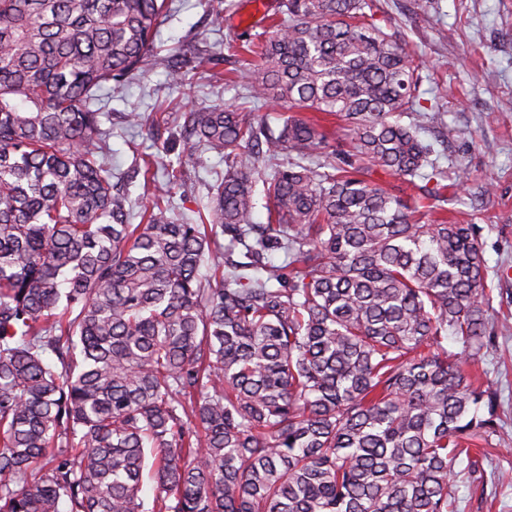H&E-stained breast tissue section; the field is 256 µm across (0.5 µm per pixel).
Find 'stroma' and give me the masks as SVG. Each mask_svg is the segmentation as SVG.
<instances>
[{
	"label": "stroma",
	"instance_id": "35a3bbf8",
	"mask_svg": "<svg viewBox=\"0 0 512 512\" xmlns=\"http://www.w3.org/2000/svg\"><path fill=\"white\" fill-rule=\"evenodd\" d=\"M425 2L420 10L416 0H373V10L418 64L421 98L438 106L420 136L432 144L449 186L447 210L480 229L484 273L492 289L488 328L496 344L476 357L473 368L496 389L501 421L487 457L475 472L459 478V512H512V0ZM281 3L269 0L268 17L254 23L252 0H224L219 17L210 0H168L156 39L158 60L147 61L137 77L113 86L101 101V126L112 131V171L121 175V188L139 206L151 200L137 172L145 156H158L181 171L183 184L174 190L178 218L204 211L224 173L223 157L197 151L192 139L161 121L159 105L173 112L221 106L281 126V112L248 98V77L239 72L233 52L235 45L268 30L269 17L281 11ZM181 46L223 57L219 69L236 72L235 82L213 81L207 67L190 64L182 85H170L162 59ZM128 112L141 113L148 125L129 126L124 121ZM452 127L473 132L474 141L449 137ZM460 165L467 177L459 183Z\"/></svg>",
	"mask_w": 512,
	"mask_h": 512
}]
</instances>
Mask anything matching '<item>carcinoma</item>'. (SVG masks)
<instances>
[{
  "label": "carcinoma",
  "instance_id": "obj_1",
  "mask_svg": "<svg viewBox=\"0 0 512 512\" xmlns=\"http://www.w3.org/2000/svg\"><path fill=\"white\" fill-rule=\"evenodd\" d=\"M371 2L283 0L243 48L282 127L176 113L224 178L193 224L168 172L132 224L98 93L142 68L167 0H0V512H458L456 466L497 432L467 369L490 298L475 225L424 224L439 191L412 209L371 177H441Z\"/></svg>",
  "mask_w": 512,
  "mask_h": 512
}]
</instances>
